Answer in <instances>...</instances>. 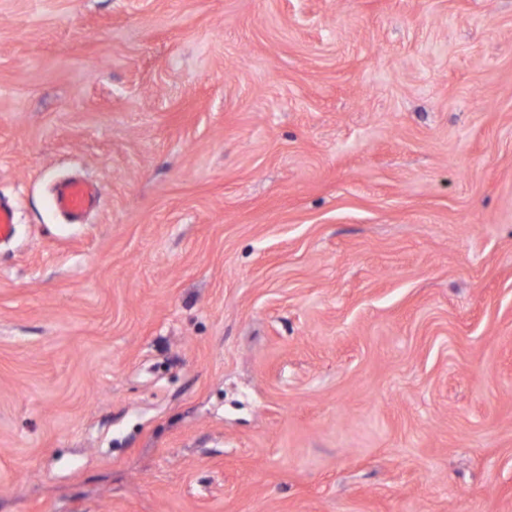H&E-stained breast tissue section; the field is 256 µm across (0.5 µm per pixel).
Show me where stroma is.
Returning <instances> with one entry per match:
<instances>
[{
    "label": "stroma",
    "instance_id": "stroma-1",
    "mask_svg": "<svg viewBox=\"0 0 512 512\" xmlns=\"http://www.w3.org/2000/svg\"><path fill=\"white\" fill-rule=\"evenodd\" d=\"M0 203V512H512V0H0ZM100 201L98 186L87 179H69L56 184L52 194L53 206L73 220H81Z\"/></svg>",
    "mask_w": 512,
    "mask_h": 512
}]
</instances>
